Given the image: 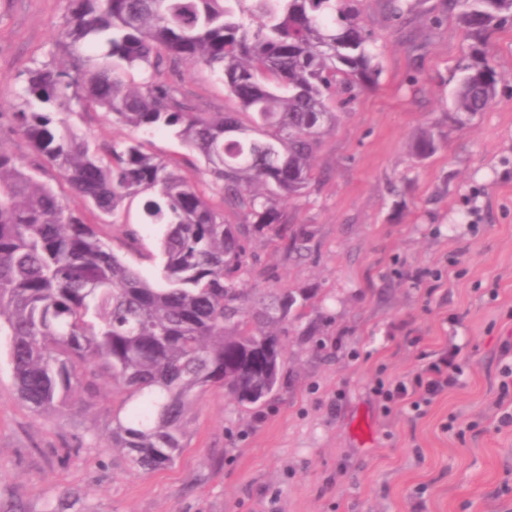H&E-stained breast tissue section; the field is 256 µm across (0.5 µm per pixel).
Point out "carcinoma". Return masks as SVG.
<instances>
[{"mask_svg":"<svg viewBox=\"0 0 512 512\" xmlns=\"http://www.w3.org/2000/svg\"><path fill=\"white\" fill-rule=\"evenodd\" d=\"M362 0H68V61L29 71L11 113L34 159L0 142V335L20 399L58 412L76 392L119 397L108 447L144 472L172 465L192 397L211 387L255 405L281 382L274 327L306 302L277 288L252 299L242 282L255 232L307 249L282 208L314 177L337 113L377 84L378 38ZM461 6L469 41L448 117L464 127L494 102L489 44L512 0ZM224 81L234 108L201 112L182 65ZM139 73L140 81L131 79ZM102 112L142 133L171 131L183 151L160 156L138 137L93 143L73 118ZM441 148L419 128L411 154ZM55 172L68 188L44 180ZM219 199L199 188L202 178ZM162 234L150 279L112 250L108 223ZM112 221H107V218Z\"/></svg>","mask_w":512,"mask_h":512,"instance_id":"obj_1","label":"carcinoma"}]
</instances>
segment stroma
Here are the masks:
<instances>
[{
	"mask_svg": "<svg viewBox=\"0 0 512 512\" xmlns=\"http://www.w3.org/2000/svg\"><path fill=\"white\" fill-rule=\"evenodd\" d=\"M405 22L363 0L379 38L375 87L340 110L316 154V179L288 200L311 233L307 255L253 235L246 285L306 297L289 314L281 387L255 405L223 390L196 394L184 448L152 474L106 448L112 403L52 414L17 395L0 336V503L14 512H512V25L491 60L493 105L462 128L448 122L465 45L448 0H414ZM67 0H0V113L15 111L30 70L61 56ZM184 86L205 112L231 108L198 66ZM443 144L410 152L423 124ZM141 254L112 246L147 277L159 226L134 227ZM462 348L458 385L424 416L384 415L378 381L413 377L427 357ZM371 421L373 437L356 432Z\"/></svg>",
	"mask_w": 512,
	"mask_h": 512,
	"instance_id": "obj_1",
	"label": "stroma"
}]
</instances>
